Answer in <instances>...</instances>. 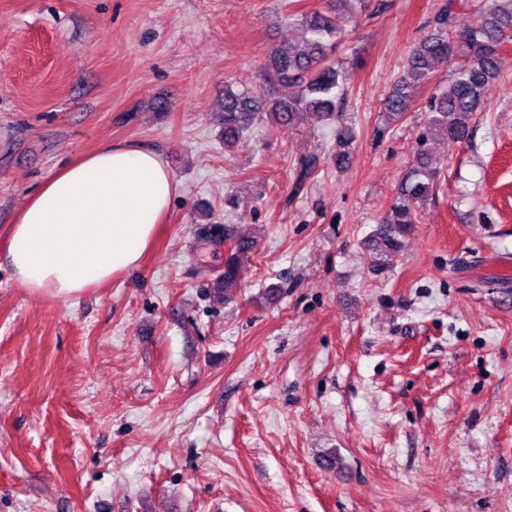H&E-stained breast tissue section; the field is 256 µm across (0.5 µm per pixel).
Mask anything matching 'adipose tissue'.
<instances>
[{"instance_id": "ef3b65f1", "label": "adipose tissue", "mask_w": 512, "mask_h": 512, "mask_svg": "<svg viewBox=\"0 0 512 512\" xmlns=\"http://www.w3.org/2000/svg\"><path fill=\"white\" fill-rule=\"evenodd\" d=\"M176 189L161 153L104 146L45 180L12 225L6 257L28 288L79 296L140 265Z\"/></svg>"}]
</instances>
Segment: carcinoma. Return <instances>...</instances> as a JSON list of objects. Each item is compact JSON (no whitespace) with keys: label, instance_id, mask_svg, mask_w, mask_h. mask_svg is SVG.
<instances>
[{"label":"carcinoma","instance_id":"obj_1","mask_svg":"<svg viewBox=\"0 0 512 512\" xmlns=\"http://www.w3.org/2000/svg\"><path fill=\"white\" fill-rule=\"evenodd\" d=\"M350 0H323V6L298 14L305 37L297 44L275 46L268 55V72L280 83L295 88L286 100L269 102L264 88L238 90L224 86V146L231 147L247 137L255 122L266 118L292 125L307 114L324 120L339 117L350 96L351 67L333 57L336 45L345 39L346 14ZM452 4L445 3L436 14L432 29L408 53L402 74L384 98L381 111L396 119L410 108L408 89L431 79L433 64L446 60L451 65L448 86L431 99V117L419 135L416 168L398 188V198L380 221L371 239L372 263L403 247V239L416 223L415 206L424 202L435 188V161L426 145L440 133L450 139H469L472 121L480 111L489 84L502 72L501 46L512 40V0H474L469 9L475 24L462 30L450 25ZM224 230L230 248L224 254V294L233 292L244 259L255 248V240L243 236L237 227L214 226Z\"/></svg>","mask_w":512,"mask_h":512}]
</instances>
